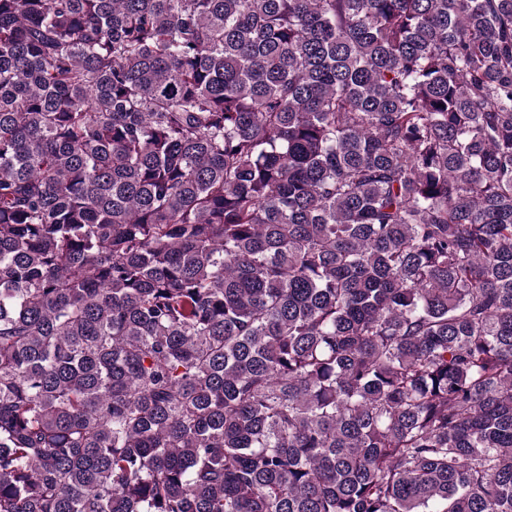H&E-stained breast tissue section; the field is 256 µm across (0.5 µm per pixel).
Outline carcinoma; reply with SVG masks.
<instances>
[{"instance_id":"cac0c4a2","label":"carcinoma","mask_w":512,"mask_h":512,"mask_svg":"<svg viewBox=\"0 0 512 512\" xmlns=\"http://www.w3.org/2000/svg\"><path fill=\"white\" fill-rule=\"evenodd\" d=\"M0 512H512V0H0Z\"/></svg>"}]
</instances>
